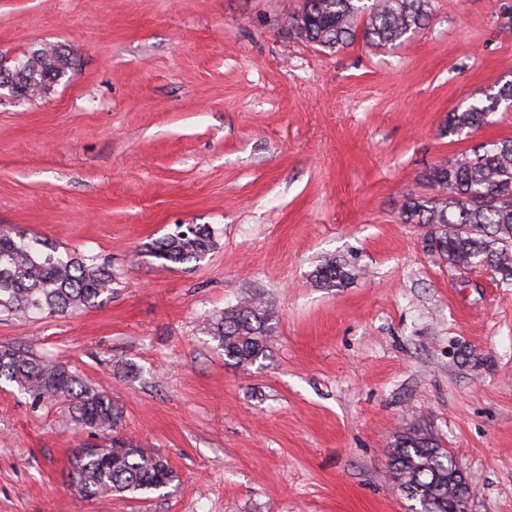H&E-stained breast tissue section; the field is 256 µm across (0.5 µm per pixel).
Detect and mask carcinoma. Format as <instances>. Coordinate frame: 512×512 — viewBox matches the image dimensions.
I'll return each mask as SVG.
<instances>
[{
	"mask_svg": "<svg viewBox=\"0 0 512 512\" xmlns=\"http://www.w3.org/2000/svg\"><path fill=\"white\" fill-rule=\"evenodd\" d=\"M309 9L293 18L297 37L329 50L355 40L357 31L375 46L392 44L428 18L429 0H306ZM65 52L52 56L34 49L22 58V79L45 91L60 82ZM512 103V81L479 91L462 110L448 113V136H467L486 118ZM429 180L440 194L409 197L401 208L405 224L427 228L424 248L454 269L481 267L512 283V139L478 145L464 155L430 169ZM217 245L206 224H189L157 241L151 254L162 261L185 264L205 259ZM348 265L329 259L315 271L321 288H339L351 279ZM114 276L97 258L76 251L60 253L48 240L29 238L10 225H0V315L65 317L112 298ZM274 312L256 300H244L209 323V331L237 365L248 364L267 348ZM16 385L36 403L63 405L77 426L91 434L110 431L112 439L85 445L75 452L68 483L82 498L105 494L147 496L175 478L168 461L130 438L118 436L123 412L112 398L68 366L36 356L20 347H0V379ZM457 468L451 453L421 428L397 434L389 452V473L418 512H464L467 501L453 498L448 475Z\"/></svg>",
	"mask_w": 512,
	"mask_h": 512,
	"instance_id": "carcinoma-1",
	"label": "carcinoma"
}]
</instances>
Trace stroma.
I'll return each instance as SVG.
<instances>
[{"label": "stroma", "mask_w": 512, "mask_h": 512, "mask_svg": "<svg viewBox=\"0 0 512 512\" xmlns=\"http://www.w3.org/2000/svg\"><path fill=\"white\" fill-rule=\"evenodd\" d=\"M302 3L0 0V57H72L49 93L0 95V225L115 277L99 307L0 316V346L77 370L176 475L146 499L76 498L88 434L2 382L0 512H414L388 472L407 427L453 454L467 512H512V286L449 268L400 219L437 194L433 166L512 138L504 111L441 133L512 80V0H430L401 42L337 51L296 37ZM181 224L218 245L162 267L149 247ZM332 258L352 280L317 287ZM249 296L275 316L242 367L207 320ZM473 99V102L463 110L449 112L443 127L444 134L467 137L490 114L498 112L504 104L512 103V81L494 85L489 91L481 90L473 96Z\"/></svg>", "instance_id": "35a3bbf8"}]
</instances>
